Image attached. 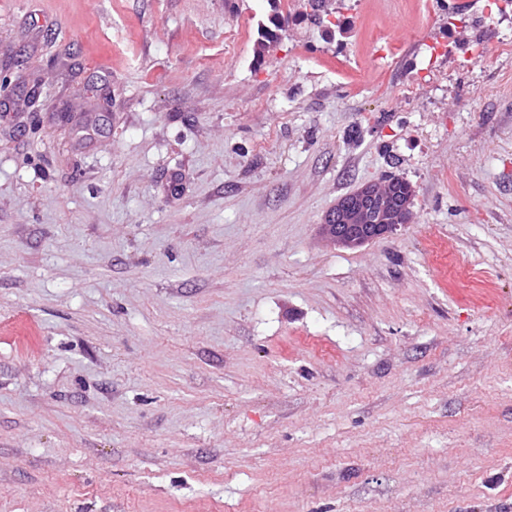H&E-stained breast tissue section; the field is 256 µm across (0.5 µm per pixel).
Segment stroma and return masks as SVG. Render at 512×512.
<instances>
[{
	"label": "stroma",
	"mask_w": 512,
	"mask_h": 512,
	"mask_svg": "<svg viewBox=\"0 0 512 512\" xmlns=\"http://www.w3.org/2000/svg\"><path fill=\"white\" fill-rule=\"evenodd\" d=\"M335 8L0 0V512H512V19ZM269 2H271V13L267 17L269 25L261 23L258 26L259 38L255 49L258 57L263 56L270 45L278 40L277 32L283 30L285 24V18L278 11L277 0H270ZM389 189L396 196L408 195V188L397 176ZM413 192L397 198L366 183L337 200L335 207L324 217L326 234L336 244L358 248L380 239L408 224L412 217Z\"/></svg>",
	"instance_id": "stroma-1"
}]
</instances>
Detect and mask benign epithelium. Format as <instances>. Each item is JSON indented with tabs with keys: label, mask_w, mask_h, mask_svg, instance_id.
Returning <instances> with one entry per match:
<instances>
[{
	"label": "benign epithelium",
	"mask_w": 512,
	"mask_h": 512,
	"mask_svg": "<svg viewBox=\"0 0 512 512\" xmlns=\"http://www.w3.org/2000/svg\"><path fill=\"white\" fill-rule=\"evenodd\" d=\"M412 207L413 195L397 198L366 183L337 200L323 228L336 244L358 248L409 223Z\"/></svg>",
	"instance_id": "benign-epithelium-1"
}]
</instances>
